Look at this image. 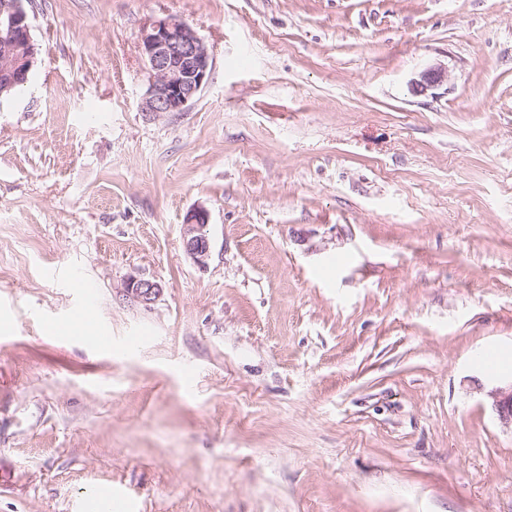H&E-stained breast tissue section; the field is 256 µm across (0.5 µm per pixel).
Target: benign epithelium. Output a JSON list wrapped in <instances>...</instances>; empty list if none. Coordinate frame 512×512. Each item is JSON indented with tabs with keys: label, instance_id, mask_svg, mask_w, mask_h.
I'll use <instances>...</instances> for the list:
<instances>
[{
	"label": "benign epithelium",
	"instance_id": "1",
	"mask_svg": "<svg viewBox=\"0 0 512 512\" xmlns=\"http://www.w3.org/2000/svg\"><path fill=\"white\" fill-rule=\"evenodd\" d=\"M140 48L150 75L141 111L149 117L183 111L210 77L212 58L204 40L186 21L170 16L143 28ZM37 54L23 0H0V97L26 83ZM447 80V69L430 67L415 81V89L423 93ZM208 224L209 213L202 207L193 209L183 224V246L200 267L211 252ZM160 291V284L148 279L132 278L126 285V292L144 304ZM488 398L500 422L512 426V383L491 389Z\"/></svg>",
	"mask_w": 512,
	"mask_h": 512
}]
</instances>
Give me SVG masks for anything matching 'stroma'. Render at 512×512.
I'll list each match as a JSON object with an SVG mask.
<instances>
[{"label":"stroma","mask_w":512,"mask_h":512,"mask_svg":"<svg viewBox=\"0 0 512 512\" xmlns=\"http://www.w3.org/2000/svg\"><path fill=\"white\" fill-rule=\"evenodd\" d=\"M27 11L38 60L0 101V512L89 491L121 512H512L486 397L512 382V0ZM167 16L213 67L153 118L141 33ZM80 276L121 353L84 339ZM208 224L209 213L202 207L193 209L183 224V246L186 253L200 267L207 264L211 252ZM160 291V284L148 279L131 278L126 285L127 294L132 295L144 304L152 303L160 294Z\"/></svg>","instance_id":"1"}]
</instances>
